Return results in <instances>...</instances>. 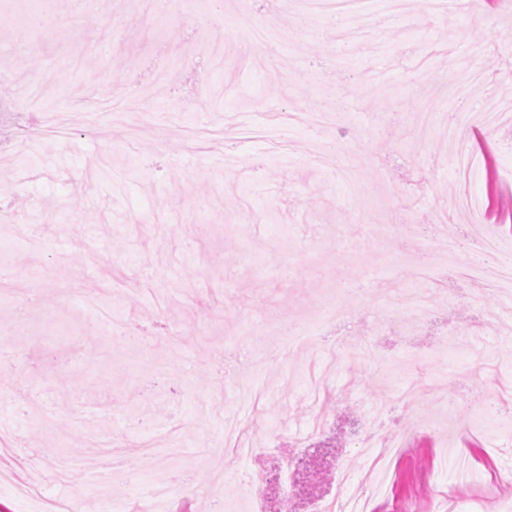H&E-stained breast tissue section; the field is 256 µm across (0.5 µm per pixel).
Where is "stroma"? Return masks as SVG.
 Segmentation results:
<instances>
[{"label":"stroma","instance_id":"35a3bbf8","mask_svg":"<svg viewBox=\"0 0 512 512\" xmlns=\"http://www.w3.org/2000/svg\"><path fill=\"white\" fill-rule=\"evenodd\" d=\"M27 0H0V512H40L20 495L111 512H168L191 498L206 512L217 474L259 477L256 459L216 458L224 424L256 422L258 442L287 447L309 430L351 458L352 426L370 423L385 395L414 386L433 406H465L456 445L473 469L461 481L443 455L441 422L418 426L390 409L383 429L421 427L394 462L395 483L375 512H512V289L465 264L441 274L434 254L450 243L498 235L512 250V119L489 127L477 115L488 94L512 100V6L474 13L463 0L442 10L414 0L387 19L386 0H365L380 18L371 38L337 40L352 16L272 17L256 0H80L67 25L42 17L40 51L10 41ZM275 45L254 55L257 32ZM467 69L484 72L468 119L446 139L452 110L440 90ZM433 114L420 125L421 110ZM324 144L361 166L351 202L340 175L314 167ZM243 159L225 168L224 154ZM472 154L470 193L486 219L456 209L455 160ZM249 223H241L242 215ZM421 225L410 275L394 268L402 219ZM420 289L414 319L403 289ZM346 308L352 324L320 330L322 357L346 337L358 357L329 373L313 400L305 362L267 360L277 344L257 336L247 353L233 340L269 314L314 321ZM156 441L168 449L157 478L96 480L85 462L127 457ZM80 458L66 479L49 471Z\"/></svg>","mask_w":512,"mask_h":512}]
</instances>
